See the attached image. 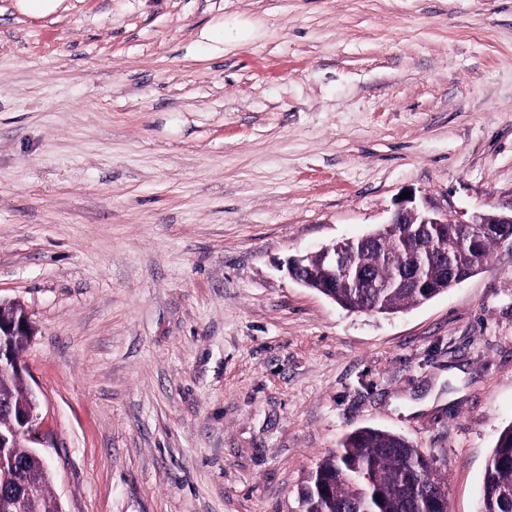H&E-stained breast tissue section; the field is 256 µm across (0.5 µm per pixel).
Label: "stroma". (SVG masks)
Returning <instances> with one entry per match:
<instances>
[{"mask_svg":"<svg viewBox=\"0 0 512 512\" xmlns=\"http://www.w3.org/2000/svg\"><path fill=\"white\" fill-rule=\"evenodd\" d=\"M0 0V300L62 512H301L348 433L477 512L512 425V245L383 316L290 257L401 193L512 210V0Z\"/></svg>","mask_w":512,"mask_h":512,"instance_id":"1","label":"stroma"}]
</instances>
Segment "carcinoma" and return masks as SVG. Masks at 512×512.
I'll return each mask as SVG.
<instances>
[{"label":"carcinoma","instance_id":"obj_1","mask_svg":"<svg viewBox=\"0 0 512 512\" xmlns=\"http://www.w3.org/2000/svg\"><path fill=\"white\" fill-rule=\"evenodd\" d=\"M463 231L461 224L448 225L446 232L433 225L386 224L377 235L389 244L380 247L374 241L355 240L346 261L356 278L336 277V287L329 293L344 309L376 314H394L424 303L446 291L447 271L434 254ZM422 233L434 238L429 251L420 247ZM496 242V232L482 235L467 251L452 257L455 272L472 277L488 261ZM403 272L432 280V287H365L369 281L380 283ZM0 402L15 409L32 403L25 376L0 372ZM29 474L39 476L40 485L26 494L25 512H61L50 491L47 461L19 438L5 450V461L0 463V494L21 489ZM445 486L446 477L405 437L362 428L347 434L340 448L317 464L301 486L299 499L303 512H435V491ZM480 512H512V426L500 433L488 460Z\"/></svg>","mask_w":512,"mask_h":512}]
</instances>
